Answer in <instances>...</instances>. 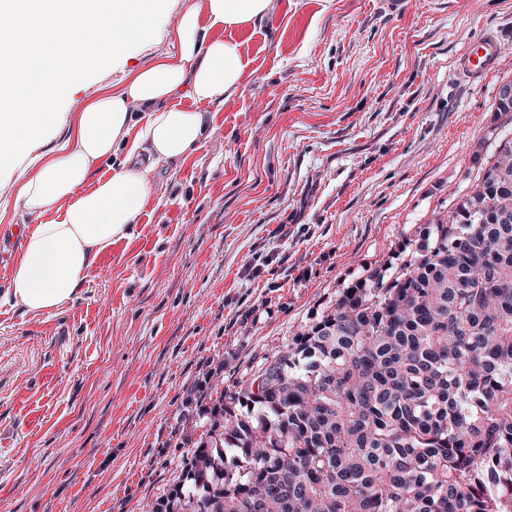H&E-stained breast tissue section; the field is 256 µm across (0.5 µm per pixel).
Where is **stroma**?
Masks as SVG:
<instances>
[{"label": "stroma", "mask_w": 512, "mask_h": 512, "mask_svg": "<svg viewBox=\"0 0 512 512\" xmlns=\"http://www.w3.org/2000/svg\"><path fill=\"white\" fill-rule=\"evenodd\" d=\"M484 31L482 83L453 74ZM253 75L196 104L207 135L160 164L133 233L53 314L0 300V512H154L203 438L213 386L250 377L346 288L392 275L512 141V0H274L227 30ZM175 50L169 27L76 80L71 115ZM0 184V297L36 216ZM504 51V45L492 32L474 38L454 62V74L469 80H483L495 67Z\"/></svg>", "instance_id": "obj_1"}]
</instances>
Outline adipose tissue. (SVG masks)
I'll list each match as a JSON object with an SVG mask.
<instances>
[{
	"mask_svg": "<svg viewBox=\"0 0 512 512\" xmlns=\"http://www.w3.org/2000/svg\"><path fill=\"white\" fill-rule=\"evenodd\" d=\"M273 0H194L177 19L165 0H0V178L16 209L47 216L26 232L5 291L13 307L41 315L81 293L98 258L128 237L151 196L149 174L185 158L206 132L182 96L215 102L242 85L247 63L218 30L258 25ZM173 23L176 53L136 71L117 92L75 116L73 143L44 163L33 143L52 131L72 79L87 77ZM138 104L140 113L130 112ZM116 159L87 187L93 163Z\"/></svg>",
	"mask_w": 512,
	"mask_h": 512,
	"instance_id": "1",
	"label": "adipose tissue"
}]
</instances>
